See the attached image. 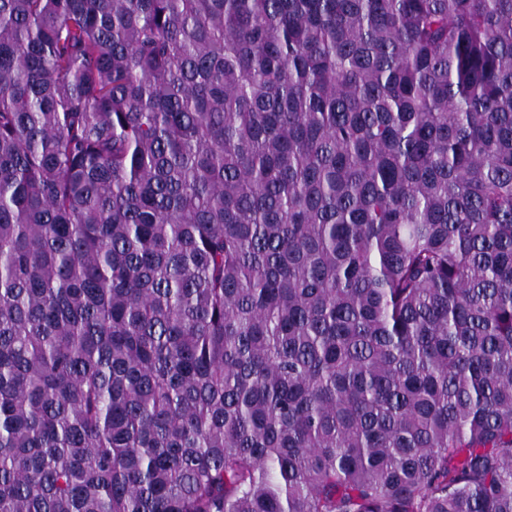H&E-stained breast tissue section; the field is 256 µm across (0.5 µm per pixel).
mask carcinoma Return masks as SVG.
I'll list each match as a JSON object with an SVG mask.
<instances>
[{
	"mask_svg": "<svg viewBox=\"0 0 512 512\" xmlns=\"http://www.w3.org/2000/svg\"><path fill=\"white\" fill-rule=\"evenodd\" d=\"M0 512H512V0H0Z\"/></svg>",
	"mask_w": 512,
	"mask_h": 512,
	"instance_id": "cac0c4a2",
	"label": "carcinoma"
}]
</instances>
